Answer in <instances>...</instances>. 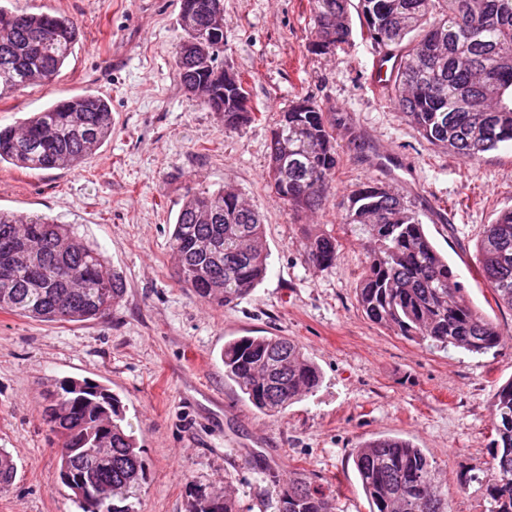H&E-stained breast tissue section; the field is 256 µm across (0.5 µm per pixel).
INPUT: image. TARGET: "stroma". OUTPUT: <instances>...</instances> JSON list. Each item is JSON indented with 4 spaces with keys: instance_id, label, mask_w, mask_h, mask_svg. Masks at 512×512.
<instances>
[{
    "instance_id": "1",
    "label": "stroma",
    "mask_w": 512,
    "mask_h": 512,
    "mask_svg": "<svg viewBox=\"0 0 512 512\" xmlns=\"http://www.w3.org/2000/svg\"><path fill=\"white\" fill-rule=\"evenodd\" d=\"M181 0H10L19 13L65 14L81 37L49 84L0 99V125L87 92L112 107V137L72 169L0 165V209L74 225L121 272L124 293L103 320L43 322L0 311V448L17 464L0 512H79L58 479V438L45 397L67 378L116 394L148 463L137 512H189L195 492L232 491L240 512H274L296 470L337 485V512H369L352 453L398 435L448 483L450 512H481L477 482L492 461L490 403L512 378V310L476 274L485 224L512 206V148L469 163L430 145L371 88L376 51L360 22L330 55L309 49L308 0H224V59L243 80L254 121L236 131L184 90L173 58ZM308 98L336 121L335 188L292 211L265 169L279 112ZM392 183L421 214L464 294L509 337L498 354L438 351L395 335L359 309L364 265L341 216L351 190ZM190 187L233 188L263 219V281L221 307L181 287L169 237ZM332 231L336 266L304 260L307 233ZM277 334L321 369L313 395L270 416L224 375L227 341Z\"/></svg>"
}]
</instances>
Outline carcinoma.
Returning a JSON list of instances; mask_svg holds the SVG:
<instances>
[{
    "label": "carcinoma",
    "mask_w": 512,
    "mask_h": 512,
    "mask_svg": "<svg viewBox=\"0 0 512 512\" xmlns=\"http://www.w3.org/2000/svg\"><path fill=\"white\" fill-rule=\"evenodd\" d=\"M312 46L321 54L349 43L351 0H309ZM375 50L396 60L388 82L393 102L429 144L467 161L512 147V0H358ZM224 0H181L184 31L174 48L184 88L224 117V129L249 123L240 77L224 70V27L212 23ZM80 39L65 15L18 14L0 3V97L58 75ZM336 122L307 98L282 112L266 166L272 190L291 210H315L335 182ZM112 135L105 98L83 94L58 101L15 126H0V164L30 170L73 168ZM342 223L363 242L357 302L373 323L436 350L496 352L501 328L464 300V288L424 230L420 214L389 186L352 190ZM259 212L232 190H187L169 248L179 282L202 301L229 306L250 295L268 269L259 246ZM341 244L329 231L308 238L306 262L336 265ZM478 274L495 303L512 309V208L499 211L476 244ZM124 291L122 275L100 252L43 214L0 210V310L40 321L82 322L106 316ZM224 375L271 416L322 382L319 367L292 340L243 336L224 344ZM62 410L44 408L60 441L58 476L104 486L106 498L75 496L82 512H134L148 464L120 399L94 382L58 384ZM492 462L480 481L482 512H512V380L491 401ZM110 439V455L88 453ZM353 462L370 512H449L448 484L410 441L381 435L355 449ZM17 474L0 449V489ZM333 491L294 472L278 489L274 512H335ZM190 512H239L230 495L196 494Z\"/></svg>",
    "instance_id": "obj_1"
}]
</instances>
